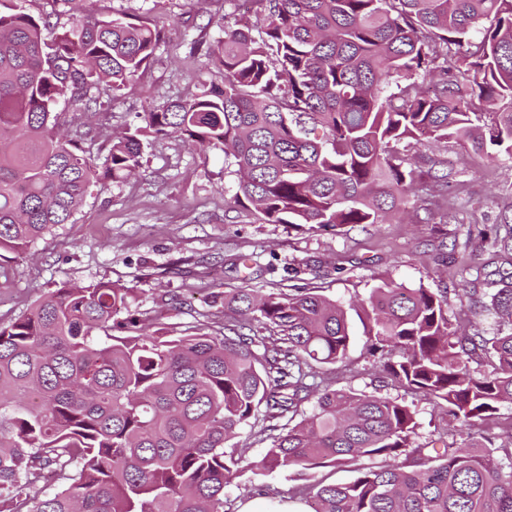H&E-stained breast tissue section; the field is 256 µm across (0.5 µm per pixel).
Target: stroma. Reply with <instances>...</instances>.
<instances>
[{"mask_svg": "<svg viewBox=\"0 0 512 512\" xmlns=\"http://www.w3.org/2000/svg\"><path fill=\"white\" fill-rule=\"evenodd\" d=\"M113 13L159 18L166 41L138 82L112 101V109L89 117L95 127L120 130L136 114L193 91L218 73L204 54L221 36L224 24L253 22V14L234 0H101ZM434 157L448 164V219L424 221L421 201L412 197L405 215L382 224H362L341 231L291 230L266 224L234 201L237 175L218 150H196L181 138L147 145L137 178L93 190L70 224L55 227L0 264V318L21 314L41 295L64 282L109 281L135 288L138 308L156 310L166 321L188 325L210 315L224 319V292L249 284L277 287L284 263L309 265L308 287L343 306L368 297L379 280L409 288L447 289L452 324L475 322L493 331L496 318L475 313L472 292H487L485 274L493 270L490 249L469 247V240L512 215V159L491 161L466 152L456 142L440 143ZM248 255L247 272L229 261ZM354 342L345 384L368 393L405 399L413 405L416 444L428 448L444 436L452 421L425 397L404 392L379 379L364 350L363 327L351 317ZM512 405L500 406L495 418L462 425V443L508 445ZM245 450L244 470L224 490V512H241L250 490L265 489L267 504H284L293 490L318 481L347 482L349 467H322L286 476L257 469L267 445L250 431L236 440Z\"/></svg>", "mask_w": 512, "mask_h": 512, "instance_id": "stroma-1", "label": "stroma"}]
</instances>
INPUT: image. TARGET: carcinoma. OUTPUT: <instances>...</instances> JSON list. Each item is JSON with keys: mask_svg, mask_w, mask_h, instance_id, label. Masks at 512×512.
Returning <instances> with one entry per match:
<instances>
[{"mask_svg": "<svg viewBox=\"0 0 512 512\" xmlns=\"http://www.w3.org/2000/svg\"><path fill=\"white\" fill-rule=\"evenodd\" d=\"M95 2L0 10L1 262L174 133L234 160L238 205L306 230L400 215L415 190L399 145L423 134L512 158V0H252L256 22L207 50L220 80L140 114L101 160L83 146L93 128L60 134L59 100L110 111L163 30ZM479 239L499 263L473 299L492 333L454 328L446 288L384 280L356 311L385 378L463 424L512 403V225ZM134 303L133 288L64 283L0 320V512H224L244 462L226 444L247 427L271 440V472L412 459L295 488L312 512H512V465L454 440L420 448L405 401L336 386L353 342L343 305L241 287L224 293V325L186 328ZM478 357L491 370H473ZM50 466L63 487L32 491Z\"/></svg>", "mask_w": 512, "mask_h": 512, "instance_id": "carcinoma-1", "label": "carcinoma"}]
</instances>
